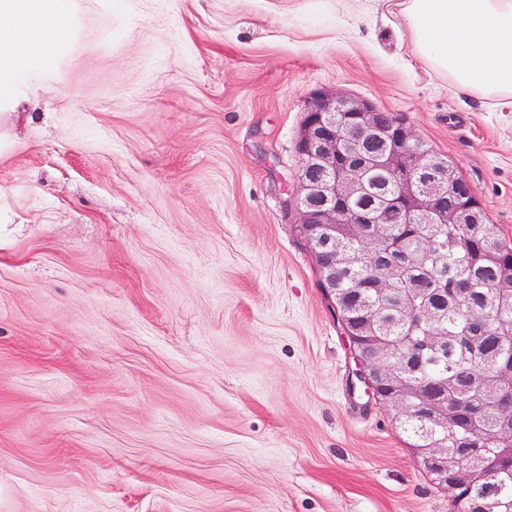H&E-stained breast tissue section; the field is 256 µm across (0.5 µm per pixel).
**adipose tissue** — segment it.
<instances>
[{
  "label": "adipose tissue",
  "instance_id": "obj_1",
  "mask_svg": "<svg viewBox=\"0 0 512 512\" xmlns=\"http://www.w3.org/2000/svg\"><path fill=\"white\" fill-rule=\"evenodd\" d=\"M414 53L461 93L512 99V0H400ZM79 0H0V109L53 79Z\"/></svg>",
  "mask_w": 512,
  "mask_h": 512
}]
</instances>
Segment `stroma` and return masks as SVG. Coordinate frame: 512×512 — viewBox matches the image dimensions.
<instances>
[{"label": "stroma", "mask_w": 512, "mask_h": 512, "mask_svg": "<svg viewBox=\"0 0 512 512\" xmlns=\"http://www.w3.org/2000/svg\"><path fill=\"white\" fill-rule=\"evenodd\" d=\"M317 91L401 117L512 246V106L416 56L397 0H84L0 115V512H461L298 222Z\"/></svg>", "instance_id": "1"}]
</instances>
